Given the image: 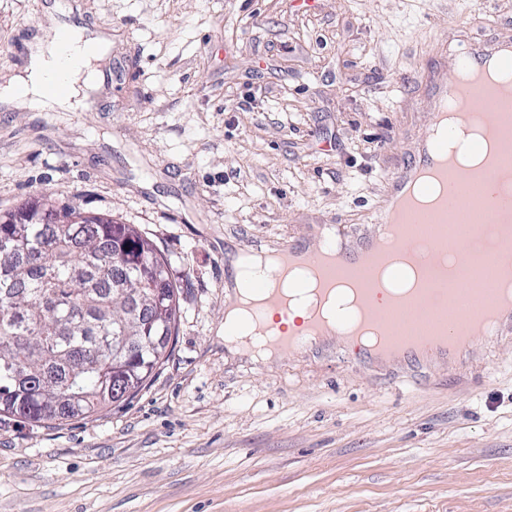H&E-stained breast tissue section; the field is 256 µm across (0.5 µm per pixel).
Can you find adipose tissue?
I'll return each instance as SVG.
<instances>
[{
  "label": "adipose tissue",
  "instance_id": "1",
  "mask_svg": "<svg viewBox=\"0 0 512 512\" xmlns=\"http://www.w3.org/2000/svg\"><path fill=\"white\" fill-rule=\"evenodd\" d=\"M70 49L62 51L56 31H48L28 45V64L22 74L0 89V99L16 104H58L67 109L78 108L83 92L97 81L96 58H84L79 49L84 42L98 45L100 53H107L109 42L99 34H89L77 25H70ZM65 76L70 84L67 96L57 97L47 91L56 76Z\"/></svg>",
  "mask_w": 512,
  "mask_h": 512
}]
</instances>
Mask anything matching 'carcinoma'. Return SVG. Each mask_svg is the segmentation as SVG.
<instances>
[{"label": "carcinoma", "mask_w": 512, "mask_h": 512, "mask_svg": "<svg viewBox=\"0 0 512 512\" xmlns=\"http://www.w3.org/2000/svg\"><path fill=\"white\" fill-rule=\"evenodd\" d=\"M30 217H0V416L33 424L87 418L133 397L167 358L180 320V287L153 240L134 224L57 211L45 197ZM141 293L129 310L124 289ZM124 336L141 365L112 360Z\"/></svg>", "instance_id": "cac0c4a2"}]
</instances>
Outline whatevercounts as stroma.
Returning a JSON list of instances; mask_svg holds the SVG:
<instances>
[{"mask_svg": "<svg viewBox=\"0 0 512 512\" xmlns=\"http://www.w3.org/2000/svg\"><path fill=\"white\" fill-rule=\"evenodd\" d=\"M55 0H0V88ZM111 32L95 104L0 102V210L137 225L181 318L134 398L0 420V512H512V334L416 385L329 352L224 354V254L351 232L429 121L438 38L512 37V0H68Z\"/></svg>", "mask_w": 512, "mask_h": 512, "instance_id": "obj_1", "label": "stroma"}]
</instances>
